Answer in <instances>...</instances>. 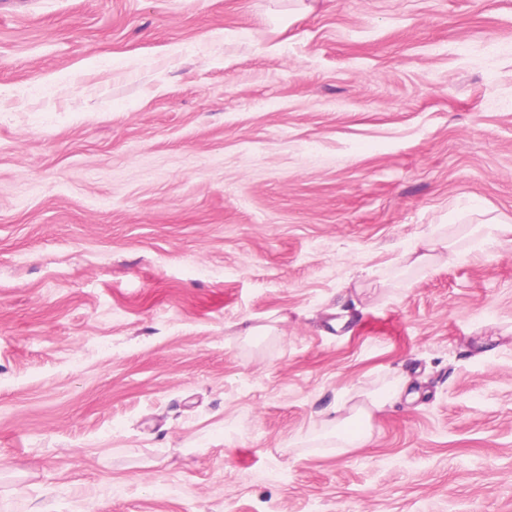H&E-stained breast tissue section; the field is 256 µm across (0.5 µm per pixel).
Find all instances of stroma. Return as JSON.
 <instances>
[{
	"instance_id": "1",
	"label": "stroma",
	"mask_w": 512,
	"mask_h": 512,
	"mask_svg": "<svg viewBox=\"0 0 512 512\" xmlns=\"http://www.w3.org/2000/svg\"><path fill=\"white\" fill-rule=\"evenodd\" d=\"M295 7L0 8V512H512V0ZM491 210L484 208H467L454 212L448 218V224H455V221L471 220L473 215H478L477 228L480 234L476 236L470 245L464 248L455 247L450 243L446 234H440L437 226H447L446 224H438L433 226L431 230L417 238L412 244L401 254L399 266L405 269L429 268L433 262L439 257L435 254L440 249L448 251V264L459 263L465 261L473 250L476 243L483 245L500 244L503 241L512 242V225L510 222L503 221L498 215H493ZM406 380L403 376L398 375L391 379L389 384L381 391L366 394L365 405L360 406L354 418L361 422V427L349 430L346 426L349 419H339L336 417L330 423L336 427V439L341 441L345 448H362L367 445L370 437V424L374 412H382L392 400L397 398L405 389Z\"/></svg>"
}]
</instances>
